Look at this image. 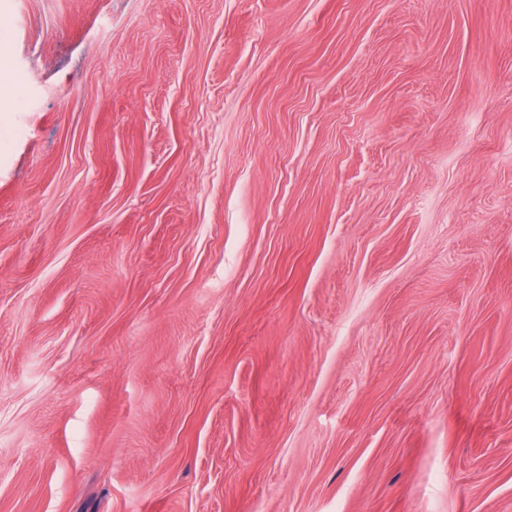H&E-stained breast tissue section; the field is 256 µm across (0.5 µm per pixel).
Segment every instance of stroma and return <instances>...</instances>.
Here are the masks:
<instances>
[{"label": "stroma", "instance_id": "stroma-1", "mask_svg": "<svg viewBox=\"0 0 512 512\" xmlns=\"http://www.w3.org/2000/svg\"><path fill=\"white\" fill-rule=\"evenodd\" d=\"M0 40V512H512V0Z\"/></svg>", "mask_w": 512, "mask_h": 512}]
</instances>
